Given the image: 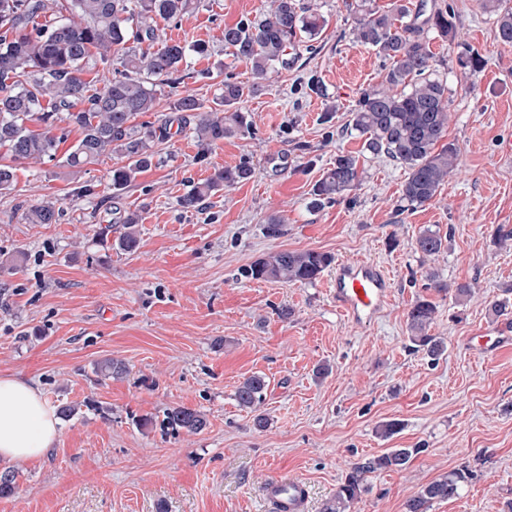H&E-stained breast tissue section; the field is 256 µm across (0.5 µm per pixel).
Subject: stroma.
I'll return each instance as SVG.
<instances>
[{"label":"stroma","instance_id":"obj_1","mask_svg":"<svg viewBox=\"0 0 512 512\" xmlns=\"http://www.w3.org/2000/svg\"><path fill=\"white\" fill-rule=\"evenodd\" d=\"M303 2L327 26L314 53L243 102L254 136L225 139L201 161L189 133L174 135L161 163L116 194L109 158L79 173L60 160L22 164L15 190L0 194V374L22 375L53 406L75 410L43 458L8 467L15 489L0 497V512H267L262 492L287 472L308 484V512H321L353 463L418 446L407 469L370 475L354 512H403L422 486L471 463L476 474L459 496L430 512H512V348L486 357L467 341L497 326L489 307L512 289V243H493L497 231H512V153L502 149L512 140V47L499 42L483 0H426L455 16L454 42L429 40L448 84L446 138L460 147V166L432 202L402 211L405 169L363 153L350 127L352 105L382 74L375 52L352 41L355 0ZM264 3L194 0L167 28L168 38L212 47L211 57L191 58L203 78L188 93L209 104L225 73L250 81L220 35ZM467 48L485 58L481 72L458 66ZM313 73L326 97L299 94ZM346 154L365 167L361 186L311 208L314 182ZM245 156L250 180L198 209L180 207L194 183ZM85 184L96 196L79 195ZM47 197L63 203L59 222L25 223V207ZM129 212L139 217L132 252L117 245ZM272 215L284 220L274 238L264 231ZM106 224L102 241L96 231ZM427 228L447 238L435 260L416 249ZM309 249L384 266L391 305L372 322H350L336 310L330 273L306 285L242 275L269 254ZM429 271L475 292L458 302L425 288ZM422 295L437 304L431 335L448 346L435 362L409 339L407 312ZM109 359L129 374L98 379ZM322 363L331 371L319 378ZM254 373L269 382L262 430L234 399ZM176 405L205 413L207 427H164ZM390 420L401 428L386 439L378 427Z\"/></svg>","mask_w":512,"mask_h":512}]
</instances>
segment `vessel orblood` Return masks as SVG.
Wrapping results in <instances>:
<instances>
[{
  "instance_id": "vessel-or-blood-1",
  "label": "vessel or blood",
  "mask_w": 512,
  "mask_h": 512,
  "mask_svg": "<svg viewBox=\"0 0 512 512\" xmlns=\"http://www.w3.org/2000/svg\"><path fill=\"white\" fill-rule=\"evenodd\" d=\"M333 300L347 320L368 322L390 302L391 279L380 265L365 260H346L337 264L332 277ZM479 352L497 351L512 345V327L504 325L493 335L477 337ZM306 486L303 480L281 476L266 488L272 512H302Z\"/></svg>"
}]
</instances>
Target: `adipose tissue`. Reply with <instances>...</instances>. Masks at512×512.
<instances>
[{
    "label": "adipose tissue",
    "instance_id": "adipose-tissue-1",
    "mask_svg": "<svg viewBox=\"0 0 512 512\" xmlns=\"http://www.w3.org/2000/svg\"><path fill=\"white\" fill-rule=\"evenodd\" d=\"M59 434L57 413L39 388L19 376L0 375V463L36 459Z\"/></svg>",
    "mask_w": 512,
    "mask_h": 512
}]
</instances>
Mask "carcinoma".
<instances>
[{
    "label": "carcinoma",
    "instance_id": "obj_1",
    "mask_svg": "<svg viewBox=\"0 0 512 512\" xmlns=\"http://www.w3.org/2000/svg\"><path fill=\"white\" fill-rule=\"evenodd\" d=\"M191 4L192 0H0V147L7 148L12 157V163L0 164V193L15 189L17 164L55 160L72 128L80 137L67 150L64 163L82 169L113 156L118 162L110 170L112 191L124 190L152 166L161 145L171 138L167 119L134 123L136 117L156 111L163 95L173 99L174 120L193 135L201 159L226 138L254 134L249 113L240 107L253 85L226 74L224 89L210 108L180 90L185 80L194 78L187 59L211 54L206 41L187 44L165 38V26L179 19ZM483 8L495 16L499 40L511 45L512 11L501 9L498 0H485ZM323 26V16L298 0H272L270 9L224 26L222 35L224 47L247 65L252 77L266 80L297 62L302 51L315 50L312 41ZM351 31L355 42L374 50L384 61L380 86L362 92L350 109L352 130L363 139V151L385 156L406 170L400 202L407 209L421 207L436 197L460 159L458 145L443 142L451 119L448 86L436 76L429 45L432 31L454 39L452 14L436 6L428 10L424 2L412 9L403 0H393L386 11L364 3ZM99 63L116 72L100 91L82 77L86 68ZM458 65L476 73L484 68L485 60L477 52L466 51L458 56ZM30 123L40 129H30ZM253 173L248 158L217 170L182 195L180 205L195 210L214 192L247 181ZM361 182L358 160L339 155L314 184L311 204L338 202ZM59 214V199L49 197L25 208L23 219L28 224H55ZM138 221L135 213L122 217L121 249H137ZM416 249L424 256L438 255L444 250V237L427 228L417 237ZM331 263L326 253L287 250L256 261L244 275L311 284ZM436 311L433 301L419 297L407 313L414 350L433 361L446 350L443 338L429 334ZM97 372L119 378L128 373V367L110 359ZM268 387L266 377L254 373L234 393L240 408L255 413L258 428L267 423L260 407ZM164 423L175 430L199 433L206 428L207 417L178 405L166 409ZM423 452L419 447L391 448L354 463L323 512H351L352 505L370 492L368 475L403 470ZM471 476L467 468L448 472L406 500L405 512H428L431 502L459 496Z\"/></svg>",
    "mask_w": 512,
    "mask_h": 512
}]
</instances>
